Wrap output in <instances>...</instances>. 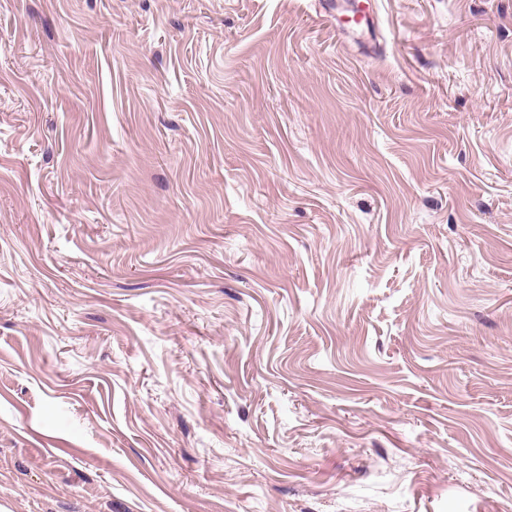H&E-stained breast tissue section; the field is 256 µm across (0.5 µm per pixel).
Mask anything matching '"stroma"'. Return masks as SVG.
<instances>
[{"label": "stroma", "instance_id": "1", "mask_svg": "<svg viewBox=\"0 0 512 512\" xmlns=\"http://www.w3.org/2000/svg\"><path fill=\"white\" fill-rule=\"evenodd\" d=\"M0 0V512H512V0Z\"/></svg>", "mask_w": 512, "mask_h": 512}]
</instances>
